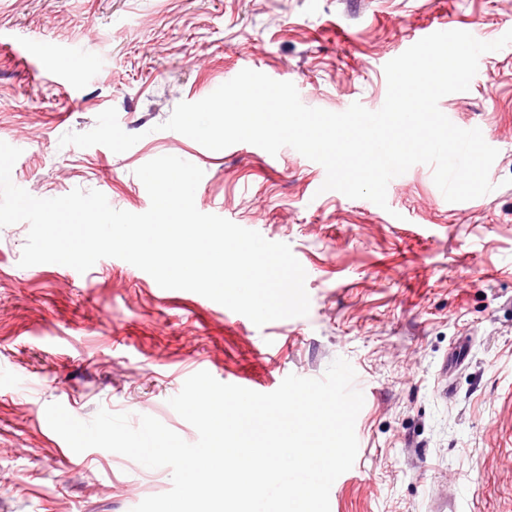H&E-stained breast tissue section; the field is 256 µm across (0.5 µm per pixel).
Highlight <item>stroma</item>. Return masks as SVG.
Instances as JSON below:
<instances>
[{"label": "stroma", "mask_w": 512, "mask_h": 512, "mask_svg": "<svg viewBox=\"0 0 512 512\" xmlns=\"http://www.w3.org/2000/svg\"><path fill=\"white\" fill-rule=\"evenodd\" d=\"M512 29V0H0V141L37 198L102 192L148 210L135 171L174 155L203 170L195 204L290 246L307 316L255 326L107 257L87 272L19 260L29 225L0 228V512H131L171 471L114 452L66 454L45 409L151 415L188 442L170 406L197 370L263 393L347 360L366 385L358 454L330 512H512V46L483 54L439 108L498 151L490 193L443 199L412 166L387 208L319 193L322 165L289 146L203 147L163 124L241 70L292 82L332 112L382 107L385 64L432 27ZM60 55L46 70L41 49ZM140 140L117 154L60 146L107 108Z\"/></svg>", "instance_id": "35a3bbf8"}]
</instances>
